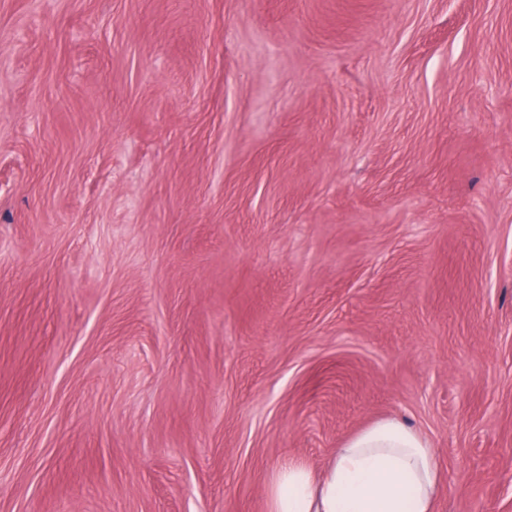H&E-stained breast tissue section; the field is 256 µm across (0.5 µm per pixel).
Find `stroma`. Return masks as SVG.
Masks as SVG:
<instances>
[{
  "mask_svg": "<svg viewBox=\"0 0 512 512\" xmlns=\"http://www.w3.org/2000/svg\"><path fill=\"white\" fill-rule=\"evenodd\" d=\"M387 417L512 512V0H0V512H266Z\"/></svg>",
  "mask_w": 512,
  "mask_h": 512,
  "instance_id": "35a3bbf8",
  "label": "stroma"
}]
</instances>
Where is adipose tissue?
<instances>
[{
	"label": "adipose tissue",
	"instance_id": "ef3b65f1",
	"mask_svg": "<svg viewBox=\"0 0 512 512\" xmlns=\"http://www.w3.org/2000/svg\"><path fill=\"white\" fill-rule=\"evenodd\" d=\"M439 483L423 436L390 418L335 449L322 472L279 466L267 485V512H435Z\"/></svg>",
	"mask_w": 512,
	"mask_h": 512
}]
</instances>
